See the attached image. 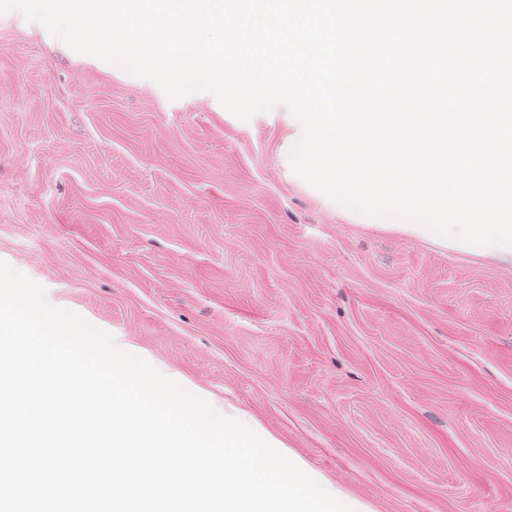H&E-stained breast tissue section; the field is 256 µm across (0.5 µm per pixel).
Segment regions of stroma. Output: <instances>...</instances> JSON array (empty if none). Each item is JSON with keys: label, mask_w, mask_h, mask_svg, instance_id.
Wrapping results in <instances>:
<instances>
[{"label": "stroma", "mask_w": 512, "mask_h": 512, "mask_svg": "<svg viewBox=\"0 0 512 512\" xmlns=\"http://www.w3.org/2000/svg\"><path fill=\"white\" fill-rule=\"evenodd\" d=\"M300 134L0 15V261L359 512H512V265L364 224Z\"/></svg>", "instance_id": "stroma-1"}]
</instances>
